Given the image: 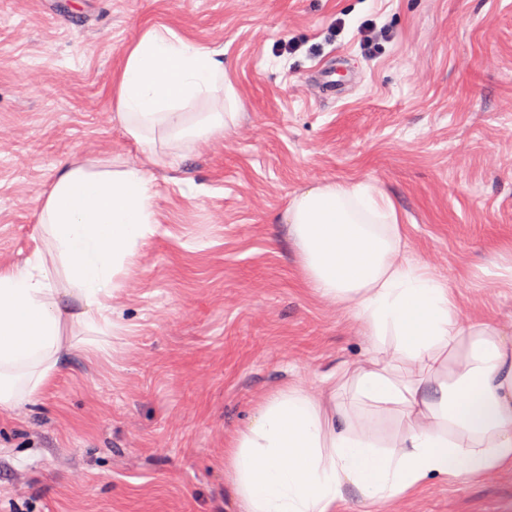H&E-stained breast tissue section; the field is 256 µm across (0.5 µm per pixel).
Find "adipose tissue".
<instances>
[{
	"label": "adipose tissue",
	"mask_w": 512,
	"mask_h": 512,
	"mask_svg": "<svg viewBox=\"0 0 512 512\" xmlns=\"http://www.w3.org/2000/svg\"><path fill=\"white\" fill-rule=\"evenodd\" d=\"M223 102H236L223 48L167 27L143 30L112 83L113 112L157 166L158 143L229 134ZM284 220L305 286L350 312L370 348L315 393L278 389L229 436L239 512H336L346 486L389 503L433 476L512 465V322L462 321L452 279L410 255L375 184L316 187ZM158 222L142 168H59L39 215L47 247L0 267V419L48 388L73 349L70 323L113 327L116 276Z\"/></svg>",
	"instance_id": "adipose-tissue-1"
}]
</instances>
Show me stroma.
<instances>
[{
  "label": "stroma",
  "mask_w": 512,
  "mask_h": 512,
  "mask_svg": "<svg viewBox=\"0 0 512 512\" xmlns=\"http://www.w3.org/2000/svg\"><path fill=\"white\" fill-rule=\"evenodd\" d=\"M149 26L223 47L240 121L153 168L161 224L120 276L119 330L70 327L74 357L0 420V508L238 512L225 440L368 348L288 243L316 186L375 183L463 319L512 320V0H0V265L31 258L60 166L146 164L111 88ZM336 512H512V465L389 507L347 487Z\"/></svg>",
  "instance_id": "stroma-1"
}]
</instances>
